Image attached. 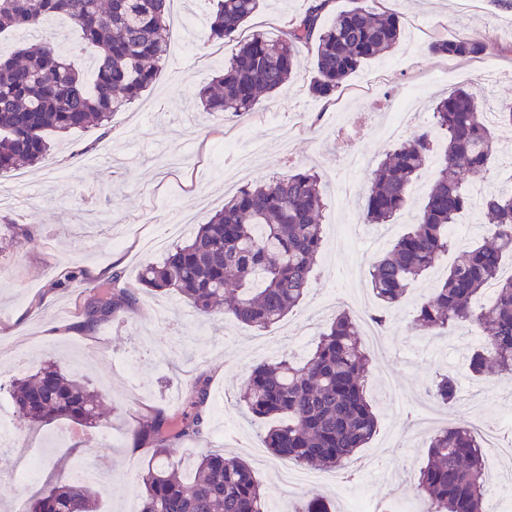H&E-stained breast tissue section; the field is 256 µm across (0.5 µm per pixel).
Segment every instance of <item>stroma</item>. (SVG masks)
<instances>
[{
	"label": "stroma",
	"mask_w": 512,
	"mask_h": 512,
	"mask_svg": "<svg viewBox=\"0 0 512 512\" xmlns=\"http://www.w3.org/2000/svg\"><path fill=\"white\" fill-rule=\"evenodd\" d=\"M305 4L263 0L246 32L279 35L284 17L300 13ZM385 5L401 17L402 44L365 62L333 102L307 92L315 53L307 46L300 70L260 110L219 120L201 112L195 93L223 68L236 45L211 39L206 24L182 25L184 16H209L210 0H171L169 53L150 90L116 113L107 130L53 136L45 164L26 169L23 207L0 208V340L25 358L21 364L0 361V407L8 410L14 430L12 442L0 445V512H16L28 489L78 470L90 458L106 479L105 512H129L139 502L133 477L148 461L144 452H127L135 417L156 409L178 413L203 373L211 378L206 438L177 443L172 461L190 471L202 446L243 456L263 484L269 512H283L299 493L281 486L279 460L261 450L263 424L245 413L235 395L252 364L295 353L289 329L308 323L323 327L321 306L334 296L369 300L372 311H384L393 324L390 349L371 359L365 392L379 425L359 454L363 462L381 459L384 468L360 470L356 484L327 487L324 494L336 512H374L390 491L415 486L431 434L412 433L407 418L416 415L415 402L436 374L455 376L462 395L457 406H437L435 429L457 424L463 410L473 420L512 424V393L500 377L476 379L466 353L448 346L457 330L430 337L407 326L440 271L415 282L406 303L382 309L373 298L368 269L394 238L383 235L374 247L351 231L363 222L362 190L370 167L388 149L381 128L399 105L408 106L417 130L427 123L435 99L457 87L467 88L488 112L512 100V0H385ZM454 35L486 42V54L456 61L429 51L432 41ZM489 70L497 75L495 83L485 77ZM235 126L266 145L253 162L252 180L311 168L325 187V249L303 303L279 324L258 331L228 314L201 319L180 296L144 290L136 309L118 312L94 329H78L90 281L117 272L131 286L143 265L163 258V250L144 248L142 240L162 232L167 204L177 206L185 223L203 224L241 187L232 164L219 174L210 167L213 148ZM352 154L367 155L370 166L354 177L358 192L340 201L336 185L346 176L343 160ZM13 224L28 228L30 238L13 235ZM72 268L82 271L84 283L54 287L61 272ZM44 359L77 371L102 394L110 412L111 445L91 451L90 438L102 431L97 428L80 429L69 440L63 436L68 423L29 430L12 415L9 384ZM391 380L399 384V397L386 388Z\"/></svg>",
	"instance_id": "obj_1"
}]
</instances>
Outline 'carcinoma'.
Here are the masks:
<instances>
[{"instance_id": "cac0c4a2", "label": "carcinoma", "mask_w": 512, "mask_h": 512, "mask_svg": "<svg viewBox=\"0 0 512 512\" xmlns=\"http://www.w3.org/2000/svg\"><path fill=\"white\" fill-rule=\"evenodd\" d=\"M165 2L0 0V35L36 31L49 18H65L79 29L80 50L95 60L88 81L52 37L23 47L0 41V173L43 161L50 151L47 133L100 126L151 87L170 43ZM352 3L328 25L326 4H310L288 17L280 36L254 34L240 42L222 73L199 90L203 110L238 117L256 111L297 72L299 47L311 43L308 93L332 100L363 63L393 51L403 36L395 11L373 9L364 0ZM258 7L259 0H216L210 38H236ZM429 51L473 59L485 54L487 44L457 35L432 41ZM497 126L512 127L511 102L489 118L466 89L449 92L433 105L430 125L397 142L378 163L365 190L363 220L390 223L404 209L419 173L438 156L417 222L372 264V293L387 308L400 305L411 283L455 250L446 275L415 309L410 328L424 334L453 325L474 330L482 342L469 357L472 375L495 370L512 377V276L500 277L512 260V187L482 197L486 228L480 242L457 249L449 232L472 206L465 177L485 175L493 166ZM323 208L320 178L312 170L245 185L188 239L171 244L161 262L143 266L137 286H119L117 273L96 284L80 311L82 326L134 308L138 291L145 289L175 293L205 318L230 314L264 331L308 292L324 244ZM490 284L496 285L491 304L475 308ZM369 362L356 320L341 311L317 333L302 360L286 354L254 366L240 401L251 416L270 422L264 444L276 458L343 470L378 428L363 391ZM428 393L444 406L458 402L457 382L449 374L437 376ZM10 396L23 424H102L98 393L55 361L13 380ZM209 397V378L202 374L179 416L155 411L132 429L149 455L137 475L139 512H267L262 484L246 461L205 448L187 477L170 460L174 443L205 437ZM486 484L481 444L466 424L431 438L416 486L426 512H485ZM104 493L82 478L60 480L31 495L24 512H98ZM332 509L322 494L312 493L297 499L291 512Z\"/></svg>"}]
</instances>
